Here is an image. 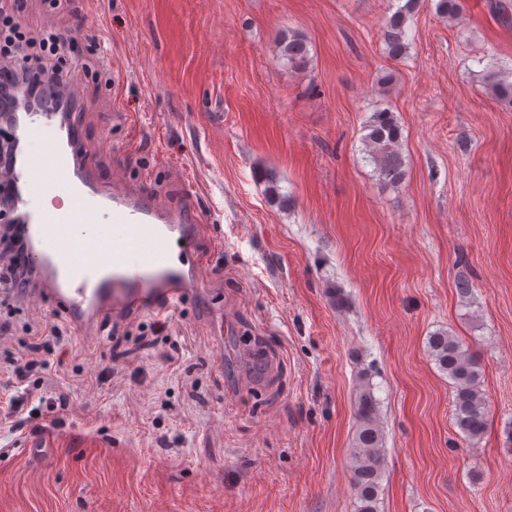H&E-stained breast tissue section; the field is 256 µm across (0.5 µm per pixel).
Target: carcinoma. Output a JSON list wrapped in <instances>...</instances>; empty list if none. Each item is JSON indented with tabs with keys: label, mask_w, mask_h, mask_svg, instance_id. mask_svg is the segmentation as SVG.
Wrapping results in <instances>:
<instances>
[{
	"label": "carcinoma",
	"mask_w": 512,
	"mask_h": 512,
	"mask_svg": "<svg viewBox=\"0 0 512 512\" xmlns=\"http://www.w3.org/2000/svg\"><path fill=\"white\" fill-rule=\"evenodd\" d=\"M418 0H406L382 27V38L388 57L398 60L407 56L411 41L407 22ZM461 0H438L439 15L455 19L462 12ZM277 59L288 68L304 72L309 68L307 41L296 32H288L278 43ZM489 88L499 101L512 105V75H489ZM362 144L369 162L378 177L386 184L397 186L405 179L402 153V128L389 107H378L363 126ZM429 356L441 372L448 376L454 388L455 423L467 440L476 442L485 435L489 425L488 402L481 390V369L463 344L447 332H438L428 338ZM358 426L355 446L350 452L352 486L356 500L355 512H378L385 463L383 434L378 421V400L373 388L362 381L356 397Z\"/></svg>",
	"instance_id": "obj_1"
}]
</instances>
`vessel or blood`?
I'll return each instance as SVG.
<instances>
[{
  "mask_svg": "<svg viewBox=\"0 0 512 512\" xmlns=\"http://www.w3.org/2000/svg\"><path fill=\"white\" fill-rule=\"evenodd\" d=\"M55 93L51 101L20 94L13 116L0 118L16 147L0 186L13 195L6 218L21 224L23 262L34 274L20 300L52 306L83 340L95 342L104 317L196 293L205 253L197 225L179 209H159L115 180L98 181L70 120L84 87L61 79ZM50 195L67 207L48 208Z\"/></svg>",
  "mask_w": 512,
  "mask_h": 512,
  "instance_id": "obj_1",
  "label": "vessel or blood"
}]
</instances>
